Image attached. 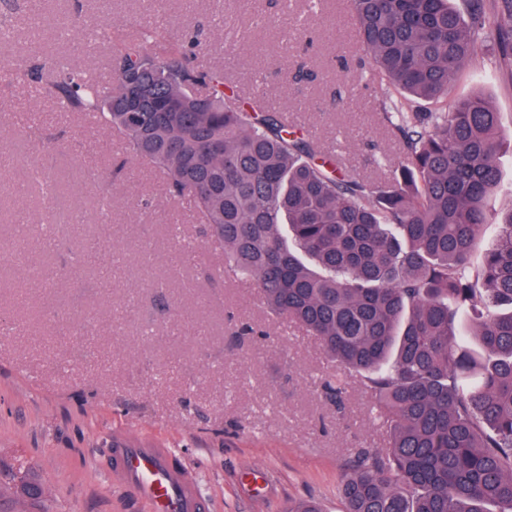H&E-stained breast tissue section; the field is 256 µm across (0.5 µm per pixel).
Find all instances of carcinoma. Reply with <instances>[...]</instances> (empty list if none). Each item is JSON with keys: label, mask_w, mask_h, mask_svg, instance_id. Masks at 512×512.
Listing matches in <instances>:
<instances>
[{"label": "carcinoma", "mask_w": 512, "mask_h": 512, "mask_svg": "<svg viewBox=\"0 0 512 512\" xmlns=\"http://www.w3.org/2000/svg\"><path fill=\"white\" fill-rule=\"evenodd\" d=\"M468 4L465 17L452 0H350L410 151L380 184L282 114L236 103L222 71L196 65L192 36L153 55L161 33L148 28L113 52L111 82L56 63L44 88L159 167L169 196L190 200L224 245V273L254 281L375 396L388 445L344 474L346 512H512V211L486 205L503 136L485 98L448 97L487 40L512 47V0ZM170 98L182 111L159 109ZM416 99L438 106L432 127ZM489 224L497 238L475 266ZM464 314L481 355L455 344ZM3 480L0 512L41 484L0 467ZM28 502L51 512L44 497Z\"/></svg>", "instance_id": "carcinoma-1"}]
</instances>
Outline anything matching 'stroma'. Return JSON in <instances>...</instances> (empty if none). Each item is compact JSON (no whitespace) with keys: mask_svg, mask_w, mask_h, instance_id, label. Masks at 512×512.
Segmentation results:
<instances>
[{"mask_svg":"<svg viewBox=\"0 0 512 512\" xmlns=\"http://www.w3.org/2000/svg\"><path fill=\"white\" fill-rule=\"evenodd\" d=\"M225 84L254 92L360 177L388 181L408 152L348 0H0V464L36 472L52 512H148L113 477L107 448L136 435L171 448L210 512H286L312 497L343 512L352 454L382 448L371 394L319 341L224 277V249L191 205H171L147 162L120 180L121 148L17 72L62 59L109 78L114 28H157L159 54L195 26ZM481 93L512 140V64L489 41L449 95ZM151 208H139L143 198ZM247 322L262 339L237 336ZM342 376L345 405L322 393Z\"/></svg>","mask_w":512,"mask_h":512,"instance_id":"obj_1","label":"stroma"}]
</instances>
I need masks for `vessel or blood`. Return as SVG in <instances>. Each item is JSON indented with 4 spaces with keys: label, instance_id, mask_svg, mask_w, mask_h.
I'll use <instances>...</instances> for the list:
<instances>
[{
    "label": "vessel or blood",
    "instance_id": "vessel-or-blood-1",
    "mask_svg": "<svg viewBox=\"0 0 512 512\" xmlns=\"http://www.w3.org/2000/svg\"><path fill=\"white\" fill-rule=\"evenodd\" d=\"M107 454L114 476L147 499L152 512H207L193 474L173 465L169 449L123 435Z\"/></svg>",
    "mask_w": 512,
    "mask_h": 512
}]
</instances>
